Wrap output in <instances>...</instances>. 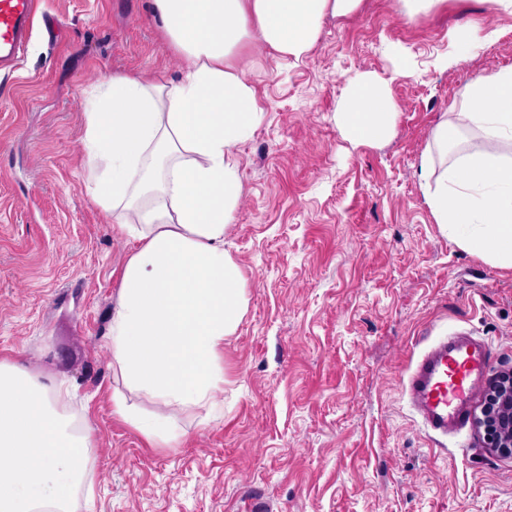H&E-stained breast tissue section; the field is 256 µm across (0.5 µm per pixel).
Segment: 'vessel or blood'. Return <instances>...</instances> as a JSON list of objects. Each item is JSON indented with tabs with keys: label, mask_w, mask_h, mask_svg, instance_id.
<instances>
[{
	"label": "vessel or blood",
	"mask_w": 512,
	"mask_h": 512,
	"mask_svg": "<svg viewBox=\"0 0 512 512\" xmlns=\"http://www.w3.org/2000/svg\"><path fill=\"white\" fill-rule=\"evenodd\" d=\"M35 0H0V64L27 43ZM487 345L460 336L440 340L419 358L406 392L424 427L436 436L461 431L488 369Z\"/></svg>",
	"instance_id": "b4317fda"
}]
</instances>
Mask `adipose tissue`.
<instances>
[{"instance_id":"adipose-tissue-1","label":"adipose tissue","mask_w":512,"mask_h":512,"mask_svg":"<svg viewBox=\"0 0 512 512\" xmlns=\"http://www.w3.org/2000/svg\"><path fill=\"white\" fill-rule=\"evenodd\" d=\"M360 2L154 0L182 57L181 79L112 74L85 112L88 192L111 213L114 231L136 243L111 312L112 365L125 384L112 392V412L152 442L173 446L185 432L176 417L141 415L127 391L181 410L214 408L224 391V340L246 304V279L224 248L241 193L232 151L262 119L242 49L259 43L301 58L326 14L350 15ZM466 100L470 111L459 123L441 121L433 139L447 148L464 124L481 131L482 146L435 178L430 206L459 248L510 269L512 162L498 150L512 141V68L475 79ZM395 115L387 80H347L337 118L352 140H386ZM75 397L67 379L46 385L0 361V512H72L93 442Z\"/></svg>"}]
</instances>
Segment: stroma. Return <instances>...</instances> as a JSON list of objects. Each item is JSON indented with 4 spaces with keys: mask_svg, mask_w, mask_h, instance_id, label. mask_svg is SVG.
Returning a JSON list of instances; mask_svg holds the SVG:
<instances>
[{
    "mask_svg": "<svg viewBox=\"0 0 512 512\" xmlns=\"http://www.w3.org/2000/svg\"><path fill=\"white\" fill-rule=\"evenodd\" d=\"M23 56L0 67V359L67 378L91 426L76 512H512V456L473 422L429 434L405 394L439 339L512 368V270L436 224L419 167L435 127L466 111L477 77L512 67V14L490 0H398L326 15L314 47L249 46L263 120L234 153L241 197L224 248L247 304L224 341V416L179 413L152 446L112 414L122 381L110 318L130 245L83 182L85 100L112 73L181 76L152 0H38ZM461 30L478 49L461 52ZM413 76L393 78L390 46ZM390 82L391 138L354 144L337 122L348 78Z\"/></svg>",
    "mask_w": 512,
    "mask_h": 512,
    "instance_id": "stroma-1",
    "label": "stroma"
}]
</instances>
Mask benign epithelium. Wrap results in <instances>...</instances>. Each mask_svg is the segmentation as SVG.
Segmentation results:
<instances>
[{"instance_id":"benign-epithelium-1","label":"benign epithelium","mask_w":512,"mask_h":512,"mask_svg":"<svg viewBox=\"0 0 512 512\" xmlns=\"http://www.w3.org/2000/svg\"><path fill=\"white\" fill-rule=\"evenodd\" d=\"M477 423L491 448L512 455V370L497 374L491 381Z\"/></svg>"}]
</instances>
